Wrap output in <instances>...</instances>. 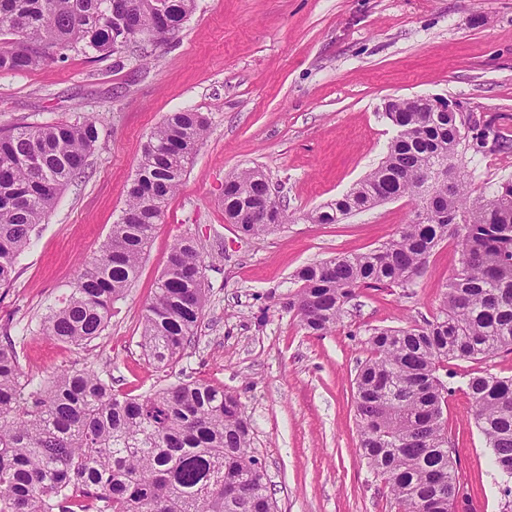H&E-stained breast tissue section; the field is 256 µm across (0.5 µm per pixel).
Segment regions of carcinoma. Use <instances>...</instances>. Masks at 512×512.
Listing matches in <instances>:
<instances>
[{"mask_svg":"<svg viewBox=\"0 0 512 512\" xmlns=\"http://www.w3.org/2000/svg\"><path fill=\"white\" fill-rule=\"evenodd\" d=\"M196 2L0 0V35L9 36L0 42V73H26L73 50L107 59L125 29L141 37L146 59L155 31L175 34ZM383 116L397 131L386 160L307 219L338 224L383 197L410 198L414 217L374 250L301 268L284 307L308 333L326 336L357 289H408L433 249L456 240L458 267L437 315L375 330L354 393L359 449L397 512H448L457 493L468 494L443 417L448 388L439 371L450 360L512 352V180L490 191L472 183V145L455 112L397 98ZM472 122L480 143L499 141L490 123ZM206 130L201 113L182 111L150 133L125 208L69 298L44 317L41 335L82 346L102 333ZM98 141L93 118L0 131V285L14 280L18 258L62 190L85 177ZM442 168L458 174L453 187L436 177ZM269 191L259 169L228 177L226 220L245 236L278 230L290 220L278 202L273 223H247ZM206 303L203 245L183 237L142 322L141 347L158 369L171 368L193 344ZM466 390L494 469L512 480V378L477 372ZM252 435L240 396L207 381L179 379L130 396L90 365L43 380L28 376L16 345H0V512H277Z\"/></svg>","mask_w":512,"mask_h":512,"instance_id":"cac0c4a2","label":"carcinoma"}]
</instances>
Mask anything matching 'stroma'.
<instances>
[{
  "instance_id": "stroma-1",
  "label": "stroma",
  "mask_w": 512,
  "mask_h": 512,
  "mask_svg": "<svg viewBox=\"0 0 512 512\" xmlns=\"http://www.w3.org/2000/svg\"><path fill=\"white\" fill-rule=\"evenodd\" d=\"M416 95L447 98L512 141V0H197L150 63L128 54L116 68L71 51L0 73V129L100 124L86 178L61 192L0 288V326L23 370L46 379L88 364L143 396L181 377L210 381L245 404L278 512H396L359 452L353 382L373 329L436 316L458 266L454 241L434 249L413 288L357 290L333 334L307 335L282 300L299 268L377 248L413 217L400 198L339 224L305 219L384 160L396 131L383 105ZM187 109L207 133L108 327L80 347L40 335L108 237L150 132ZM472 167L477 186L495 185L512 176V150L486 146ZM245 168L264 171L291 217L274 234L247 238L224 218V179ZM185 236L205 247L208 303L195 343L165 374L143 354L142 318ZM448 372L444 418L472 506L512 512L466 393L472 373L512 377V353Z\"/></svg>"
}]
</instances>
